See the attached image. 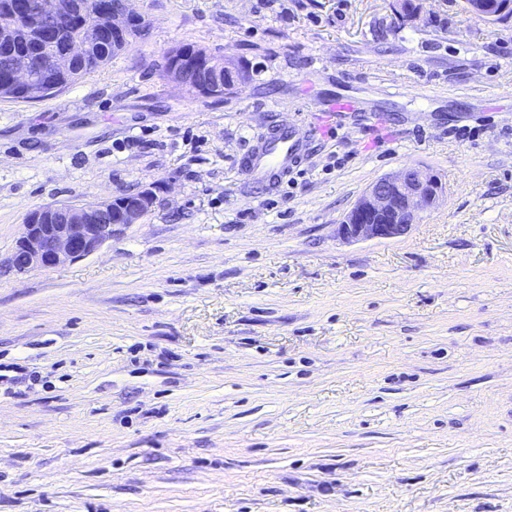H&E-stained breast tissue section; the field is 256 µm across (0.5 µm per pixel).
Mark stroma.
Listing matches in <instances>:
<instances>
[{
  "mask_svg": "<svg viewBox=\"0 0 512 512\" xmlns=\"http://www.w3.org/2000/svg\"><path fill=\"white\" fill-rule=\"evenodd\" d=\"M416 2L428 27L394 0H132L145 38L0 99L1 260L41 206L156 196L89 256L0 268V512H512V19ZM185 44L251 82L164 80ZM290 121L299 171L245 175ZM408 166L436 207L337 239Z\"/></svg>",
  "mask_w": 512,
  "mask_h": 512,
  "instance_id": "stroma-1",
  "label": "stroma"
}]
</instances>
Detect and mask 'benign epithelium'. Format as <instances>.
I'll return each mask as SVG.
<instances>
[{
    "instance_id": "7a95c632",
    "label": "benign epithelium",
    "mask_w": 512,
    "mask_h": 512,
    "mask_svg": "<svg viewBox=\"0 0 512 512\" xmlns=\"http://www.w3.org/2000/svg\"><path fill=\"white\" fill-rule=\"evenodd\" d=\"M60 0H42L39 13L29 17L16 9L12 0L0 5V45L14 43L19 35L44 48L39 56L24 52L13 58L12 80L0 86V98L15 94L24 101L40 100L57 90L52 77L71 71L94 38L112 37V42L126 45L139 36L146 18L129 8L128 0L108 9L89 0H71L70 9L78 15L91 13L92 24L87 40L71 41L62 51L55 49L60 35L42 29L41 23L53 16ZM466 12L489 23L499 15L497 0H464ZM198 73L192 88L210 97H222L252 78L248 68L226 56L214 58L206 53L192 56L185 51L168 52L162 69L165 79L185 85ZM445 194L435 174L420 167H407L374 181L336 227V236L346 242L394 238L407 234L422 214L433 208ZM156 201L144 190L121 193L113 198L82 205H45L29 212L23 235L9 259L18 274L50 268L96 252L119 232V227L135 224Z\"/></svg>"
}]
</instances>
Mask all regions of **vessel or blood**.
<instances>
[{"mask_svg":"<svg viewBox=\"0 0 512 512\" xmlns=\"http://www.w3.org/2000/svg\"><path fill=\"white\" fill-rule=\"evenodd\" d=\"M306 145L296 124L285 123L257 145L244 168L257 181L278 183L306 159Z\"/></svg>","mask_w":512,"mask_h":512,"instance_id":"b4317fda","label":"vessel or blood"}]
</instances>
